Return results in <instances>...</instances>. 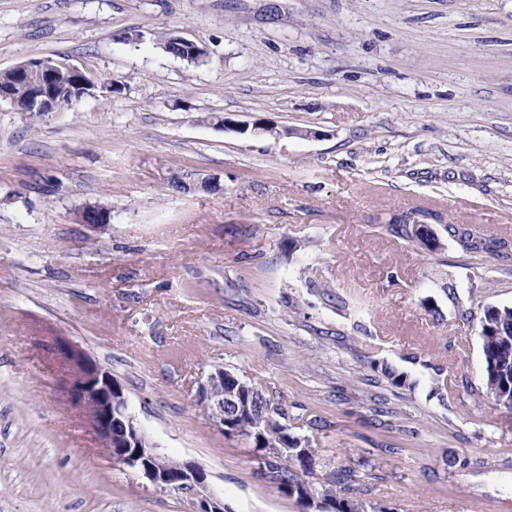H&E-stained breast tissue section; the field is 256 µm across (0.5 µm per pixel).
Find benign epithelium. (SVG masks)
<instances>
[{
    "label": "benign epithelium",
    "instance_id": "benign-epithelium-1",
    "mask_svg": "<svg viewBox=\"0 0 512 512\" xmlns=\"http://www.w3.org/2000/svg\"><path fill=\"white\" fill-rule=\"evenodd\" d=\"M56 64L50 59L32 60L12 68L16 83L27 88V94L17 96L8 88H0V100L11 102L20 111H35L49 115L89 94L79 69L75 74L74 89L56 88L54 78ZM83 224L104 226L110 223L111 211L107 208L87 205L78 212ZM64 363L71 369V392L85 408L88 420L100 438L102 447L112 457L138 469L150 481L178 490H201L196 512H227L224 502L207 491V475L199 464L178 461L162 452L137 425L127 396L112 373L99 366L83 351L68 345L60 346ZM198 398L209 420L219 430H224L225 409L240 399L238 389L224 388V369L211 371L199 384Z\"/></svg>",
    "mask_w": 512,
    "mask_h": 512
}]
</instances>
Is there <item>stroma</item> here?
I'll return each instance as SVG.
<instances>
[{
	"instance_id": "1",
	"label": "stroma",
	"mask_w": 512,
	"mask_h": 512,
	"mask_svg": "<svg viewBox=\"0 0 512 512\" xmlns=\"http://www.w3.org/2000/svg\"><path fill=\"white\" fill-rule=\"evenodd\" d=\"M44 58L96 90L41 118L0 101V512L196 510L107 453L62 343L231 512L305 509L210 423L217 367L317 448L310 481L349 467L390 512H512V409L465 314L512 306V257L445 230L512 226V0H0V71ZM95 204L110 224L78 222ZM405 214L440 250L390 229ZM161 37H163V43L164 47L167 50V52L173 54L174 56L180 57L182 59H186L190 61L189 59L182 57V52L180 48H189V53L195 57L198 61H205L206 59V50L203 47H200L196 42L187 40L181 37H176V41L179 45V47H176L174 43L172 42V37L167 33H162ZM192 62V61H190Z\"/></svg>"
}]
</instances>
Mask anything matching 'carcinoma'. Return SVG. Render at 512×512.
I'll return each mask as SVG.
<instances>
[{
	"mask_svg": "<svg viewBox=\"0 0 512 512\" xmlns=\"http://www.w3.org/2000/svg\"><path fill=\"white\" fill-rule=\"evenodd\" d=\"M389 226L431 252L427 238L419 233L417 225L402 224L394 218ZM445 230L457 238L460 246L472 253L487 252L493 248L505 249L509 241L505 238H488L472 226L448 224ZM482 354L484 359V385L486 392L497 397V391L506 383L512 384V306L486 305L479 317ZM225 374L232 381L243 385L241 394L246 397H263L258 408L240 413L230 410L224 430L235 432L251 445L257 464L268 471V477L277 488L290 498L302 500L312 493L324 495L331 500L335 512H376L365 501L354 497L355 474L351 468L336 471L323 481L314 483L302 478L312 473L317 451L309 440L289 431L284 411L271 401L261 387L239 378L230 370Z\"/></svg>",
	"mask_w": 512,
	"mask_h": 512,
	"instance_id": "cac0c4a2",
	"label": "carcinoma"
}]
</instances>
